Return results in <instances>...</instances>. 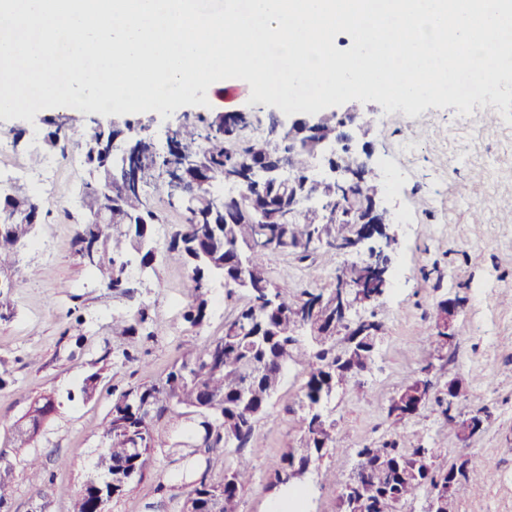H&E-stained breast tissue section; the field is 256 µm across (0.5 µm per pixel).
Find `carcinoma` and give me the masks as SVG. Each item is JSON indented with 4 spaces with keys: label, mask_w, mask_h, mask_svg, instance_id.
I'll return each mask as SVG.
<instances>
[{
    "label": "carcinoma",
    "mask_w": 512,
    "mask_h": 512,
    "mask_svg": "<svg viewBox=\"0 0 512 512\" xmlns=\"http://www.w3.org/2000/svg\"><path fill=\"white\" fill-rule=\"evenodd\" d=\"M250 125L245 112L200 116L183 122L160 147L150 137L136 141L129 162L141 171L140 183L128 179L122 157L108 155L102 145L120 135L110 126L70 129L71 149L81 153L90 179L83 184L81 208L85 220L75 236L76 253L85 257L94 250L89 267L106 288L123 295L134 292L131 270L152 267L155 258L153 227L159 217L151 208L146 189L168 199L184 212L185 223L170 236L167 258L185 264L191 272L195 301L183 313L185 322L200 326L206 318L208 294L218 282L226 298L246 295L224 322V336L188 350L165 377L128 389L115 388L112 408L100 432L101 450L96 464L112 471V496H124L141 481L156 448H191L189 455L204 456L205 468L193 462L181 478L184 502L200 504L210 512V498H223L222 512H238L240 496L252 477L251 457L261 452L254 440V425L272 404L285 371L300 362L307 373L298 399L304 412L303 428L295 447L270 468V486L280 488L288 479L320 461L336 448V425L329 419L331 389L336 375L354 377L370 369L375 356L374 340L384 334V324L369 318L354 319L336 333V289L290 288L274 281L267 262L274 253L291 251L300 260L320 247V261L336 263V241L355 236V219L336 222V213L352 212L349 200L364 205L382 194V185L362 174L349 195L330 196L325 212L308 211L288 221V201L296 194L317 191L309 177L310 154L306 142L288 140V133L247 138ZM269 159L286 164V177L278 183L257 185L241 181L228 184L230 176H246L253 165ZM223 204L216 205V198ZM51 213L50 202L30 187L0 186V276H9L0 286V318L10 309L11 297L24 288L15 267L36 228ZM358 282L364 269L354 262L337 268L336 279ZM145 310L137 308L112 317V336L130 339L147 329ZM341 348H336V343ZM430 401L442 408L449 424H457L452 411L469 408L471 417L484 411L463 394L454 405L431 379L423 388L407 385L391 399L388 414L401 421L409 409ZM56 410V401L45 396L35 403L32 431ZM187 421H206L210 429L200 435L186 431L187 442L173 434ZM137 442L141 452L133 455ZM234 448L235 466L218 480L208 478L210 462ZM357 469L345 480L354 485L347 493L349 512H398L421 492L434 499L447 489L459 498L474 483L493 474L477 456L465 457L468 467L455 469L435 446L426 449L405 440H383L356 452ZM26 478L36 497L49 502L51 480L42 464L32 458Z\"/></svg>",
    "instance_id": "carcinoma-1"
}]
</instances>
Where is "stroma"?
Segmentation results:
<instances>
[{"label": "stroma", "mask_w": 512, "mask_h": 512, "mask_svg": "<svg viewBox=\"0 0 512 512\" xmlns=\"http://www.w3.org/2000/svg\"><path fill=\"white\" fill-rule=\"evenodd\" d=\"M346 110L361 113L368 124L367 142L374 161L388 159L378 169L381 180L402 183L387 193V207L400 217L398 243L392 255L393 283L374 304L358 309L361 318L376 317L386 326L369 371L352 378L334 398L340 452L324 456L307 472V512H342L341 480L357 465L356 451L387 438L437 445L448 463L475 454L494 473L491 482L470 486L453 505V512H512V212L500 210V198L512 196V127L486 126L485 113L494 103H474L471 115L456 106H433L407 120L403 109L385 113L375 102L350 101ZM90 127L103 115L60 107L39 111L34 121L0 118V136L11 149L0 155V184L38 187L41 167L30 156L43 152L42 132L48 117ZM89 171L82 159L59 169L46 194L52 201L47 224L39 226V248L26 249L17 273L25 281L12 303V313L0 319V452L12 465L14 487L10 512H28L33 492L22 473L24 460L37 457L53 480L54 498L48 512H72L77 493L92 472L100 448L99 432L112 408V389L130 388L163 378L192 347L224 334L232 303H219L223 288L208 297L202 326L182 318L195 299L189 270L168 260L166 243L183 223L181 211L167 200L150 196L160 218L154 228L158 253L149 273H135L134 299L106 288L75 253L73 238L83 213L77 204ZM468 183L470 200H460L457 183ZM274 280L298 288L332 287L336 269L318 257L298 261L282 252L270 257ZM445 298L461 302L466 335L443 354L430 343H416V334H429L430 312ZM141 306L146 308L153 335L138 337L134 358L125 361V345L113 338L112 318ZM428 369L437 384L458 377L471 398L481 399L490 412L485 429L461 443L437 406L429 404L410 419L397 422L388 405L404 386ZM97 375L90 398L80 388ZM305 380L302 364H290L273 404L257 420L254 438L262 452L253 460V475L245 487L239 512H271L280 490L270 488L268 466L291 448L301 431L302 410L297 394ZM45 395L57 408L34 440L16 449L13 425ZM186 466L179 448L156 449L144 478L111 512H180L183 494L160 498L158 483H179ZM336 472L337 481L325 479Z\"/></svg>", "instance_id": "stroma-1"}]
</instances>
